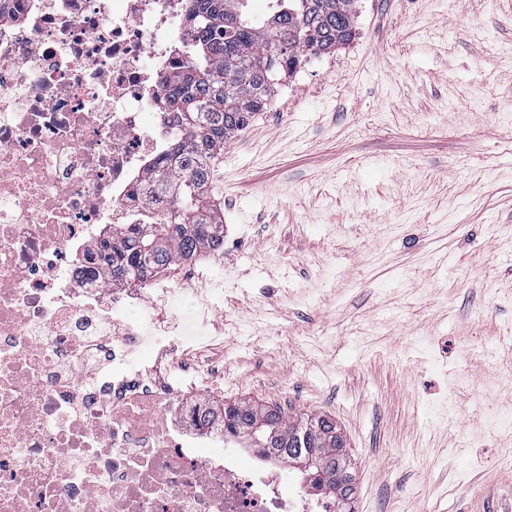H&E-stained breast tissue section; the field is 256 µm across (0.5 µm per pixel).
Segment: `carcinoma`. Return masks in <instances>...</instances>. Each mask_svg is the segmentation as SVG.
Returning <instances> with one entry per match:
<instances>
[{
  "label": "carcinoma",
  "instance_id": "carcinoma-1",
  "mask_svg": "<svg viewBox=\"0 0 512 512\" xmlns=\"http://www.w3.org/2000/svg\"><path fill=\"white\" fill-rule=\"evenodd\" d=\"M186 65L165 87L178 132L149 164L140 195L157 212L152 224H120L87 257L89 273L112 288L142 282L224 243V214L212 197L213 165L224 140L270 102L279 81L353 37L356 0H275L263 19L248 0H188ZM224 418V437L268 459L308 463L313 483L336 502L351 499L349 449L324 416L289 418L280 408L240 401L205 412Z\"/></svg>",
  "mask_w": 512,
  "mask_h": 512
}]
</instances>
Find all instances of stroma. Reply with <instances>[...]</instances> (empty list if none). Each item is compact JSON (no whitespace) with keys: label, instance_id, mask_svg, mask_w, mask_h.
Segmentation results:
<instances>
[{"label":"stroma","instance_id":"obj_1","mask_svg":"<svg viewBox=\"0 0 512 512\" xmlns=\"http://www.w3.org/2000/svg\"><path fill=\"white\" fill-rule=\"evenodd\" d=\"M212 194L205 400L335 420L342 512H512V5L356 0Z\"/></svg>","mask_w":512,"mask_h":512}]
</instances>
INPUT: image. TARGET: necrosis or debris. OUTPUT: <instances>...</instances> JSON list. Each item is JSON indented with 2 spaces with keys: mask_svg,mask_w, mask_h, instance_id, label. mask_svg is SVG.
I'll return each mask as SVG.
<instances>
[{
  "mask_svg": "<svg viewBox=\"0 0 512 512\" xmlns=\"http://www.w3.org/2000/svg\"><path fill=\"white\" fill-rule=\"evenodd\" d=\"M184 0H0V512H334L258 474L203 426L192 360L210 295L166 314L85 271L99 224H147L137 189L169 149L164 82L187 59ZM112 372L90 384L88 359Z\"/></svg>",
  "mask_w": 512,
  "mask_h": 512,
  "instance_id": "obj_1",
  "label": "necrosis or debris"
}]
</instances>
